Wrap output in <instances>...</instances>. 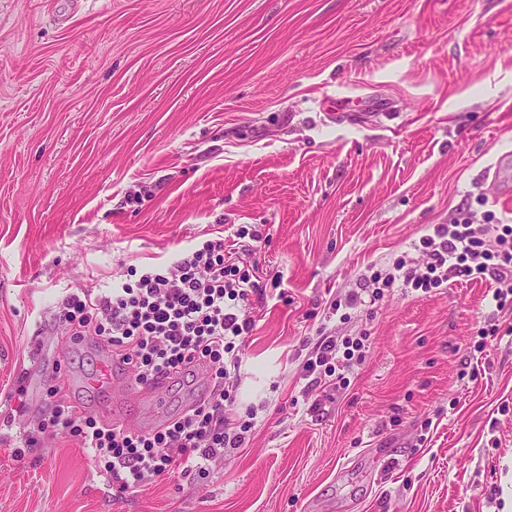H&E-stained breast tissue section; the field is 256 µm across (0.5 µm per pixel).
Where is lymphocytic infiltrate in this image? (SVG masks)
Here are the masks:
<instances>
[{"label":"lymphocytic infiltrate","instance_id":"obj_1","mask_svg":"<svg viewBox=\"0 0 512 512\" xmlns=\"http://www.w3.org/2000/svg\"><path fill=\"white\" fill-rule=\"evenodd\" d=\"M236 239L209 238L182 252L172 263L142 272L136 280L113 284L108 292L81 288L67 295L55 314V326L76 343L91 336L132 365L138 382L192 377L194 365L210 373V398L172 417L161 429L138 433L79 412L57 385H50L44 422L27 438L71 437L93 458L105 460L122 493H136L148 482L169 478L176 469L206 476L209 465L227 450L241 447L253 427L238 416V373L242 345L253 331L251 300L262 296L255 270L238 265L236 252L256 251L260 230L237 229ZM427 261L416 267L405 258L373 271L370 302L394 288L424 294L448 283L488 280L497 314L512 311V225L477 224L457 219L435 225L419 240ZM362 340L337 343L319 336L304 362L307 376L321 379L337 355L353 359Z\"/></svg>","mask_w":512,"mask_h":512}]
</instances>
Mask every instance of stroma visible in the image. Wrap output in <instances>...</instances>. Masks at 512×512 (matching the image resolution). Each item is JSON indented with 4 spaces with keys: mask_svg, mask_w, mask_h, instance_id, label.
<instances>
[{
    "mask_svg": "<svg viewBox=\"0 0 512 512\" xmlns=\"http://www.w3.org/2000/svg\"><path fill=\"white\" fill-rule=\"evenodd\" d=\"M510 150L512 0H0V512H512L489 283L330 312L457 210L512 219ZM241 224L246 443L134 494L71 439L17 455L48 377L112 402L72 386L100 350L55 330L65 296ZM322 329L368 337L347 385L303 375Z\"/></svg>",
    "mask_w": 512,
    "mask_h": 512,
    "instance_id": "stroma-1",
    "label": "stroma"
}]
</instances>
